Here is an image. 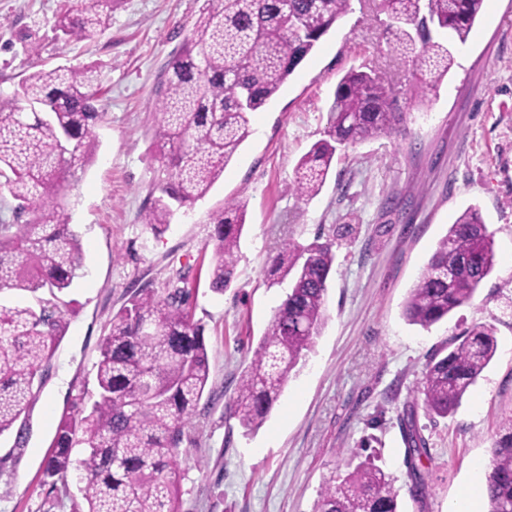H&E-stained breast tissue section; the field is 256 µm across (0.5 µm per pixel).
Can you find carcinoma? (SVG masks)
<instances>
[{
  "label": "carcinoma",
  "instance_id": "1",
  "mask_svg": "<svg viewBox=\"0 0 512 512\" xmlns=\"http://www.w3.org/2000/svg\"><path fill=\"white\" fill-rule=\"evenodd\" d=\"M116 0H81L60 15L57 30L75 40L109 25ZM484 0H380L395 28L403 61L415 72L411 95L422 98L448 75L450 41L465 43ZM350 0H207L191 36L169 61L156 89L161 115L156 142L165 177L150 192L142 223L163 232L173 206L193 205L223 175L250 135L249 116L266 108L318 43L348 13ZM94 67L40 69L10 97H0V188L17 201L23 224L0 223V292L19 289L65 293L83 268L79 235L69 224L68 178L95 158L96 128L104 113ZM394 94L378 76L350 69L329 108L326 138L296 165L294 188L317 196L337 147L390 134L403 120ZM245 205L227 202L211 217L214 265L211 288L230 287L237 263ZM333 243L285 242L276 269L292 285L242 374L230 403L245 434L256 432L290 373L311 351L325 319ZM493 239L480 210L469 207L451 224L411 290L403 314L428 328L468 303L495 267ZM187 289L160 294L139 289L112 317L100 347L95 399L77 402L55 438L45 474L63 475L72 450L86 512H180L177 456L184 430L209 380L203 327L187 307ZM67 322L46 307L0 304V436L25 418L40 395ZM495 329L479 325L426 365L420 388L428 415L446 417L460 406L491 361ZM407 457L427 455L409 412L403 428ZM487 512L512 508V414L492 448L486 474ZM398 492L382 469L365 460L326 485L314 512H398Z\"/></svg>",
  "mask_w": 512,
  "mask_h": 512
}]
</instances>
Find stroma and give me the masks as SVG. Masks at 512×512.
<instances>
[{"mask_svg":"<svg viewBox=\"0 0 512 512\" xmlns=\"http://www.w3.org/2000/svg\"><path fill=\"white\" fill-rule=\"evenodd\" d=\"M80 0H0V94L31 72L95 66L104 118L95 160L77 171L68 199L84 267L61 302L65 335L22 434L0 437V512H84L82 470L46 478L57 426L95 391L100 345L138 289L185 275L193 319L204 329L210 377L179 448L180 512H313L322 487L351 455L371 458L397 489L398 512H449L475 463L490 464L502 417L512 414V0H485L437 91L412 99V70L375 0H351L265 111L223 176L162 233L141 211L162 176L154 133L155 86L192 32L205 0H118L110 25L64 41L56 18ZM375 70L405 119L397 132L337 151L314 198H299L294 168L323 138L336 85L351 67ZM246 206L235 278L210 287L211 215ZM478 206L496 264L472 301L430 328L403 305L457 215ZM334 239L325 320L263 425L244 435L230 410L239 380L288 281L271 259L284 240ZM496 329L497 350L453 416L430 417L418 389L430 358L473 326ZM414 411L429 460L416 499L407 478L402 418Z\"/></svg>","mask_w":512,"mask_h":512,"instance_id":"35a3bbf8","label":"stroma"}]
</instances>
